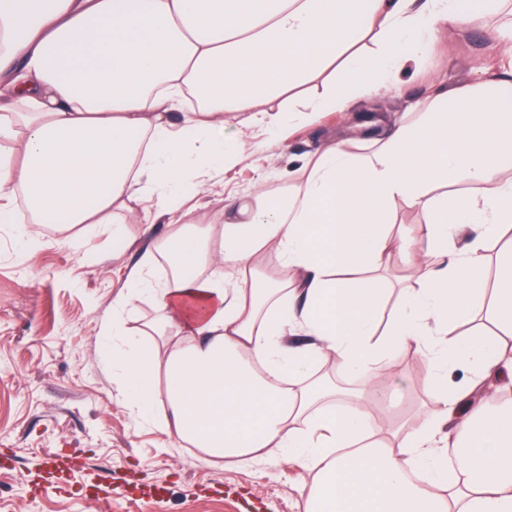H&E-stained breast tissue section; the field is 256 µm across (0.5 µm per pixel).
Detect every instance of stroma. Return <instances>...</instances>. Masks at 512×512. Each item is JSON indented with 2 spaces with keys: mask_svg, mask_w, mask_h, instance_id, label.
<instances>
[{
  "mask_svg": "<svg viewBox=\"0 0 512 512\" xmlns=\"http://www.w3.org/2000/svg\"><path fill=\"white\" fill-rule=\"evenodd\" d=\"M487 32L451 28L400 77L398 91L359 102L355 113L401 117L434 83L457 89L499 66ZM226 134L248 132L247 174L279 185L289 161L328 137H352L347 118L324 114L281 143L225 117ZM33 250L19 251L0 228V512H304L302 474L275 450L247 463H214L132 412L101 354L98 321L112 313L128 269L163 238L166 224H132L127 242L108 226H39ZM382 386L401 396L404 418L418 421L430 398L417 357L389 360ZM112 475L113 490L85 499Z\"/></svg>",
  "mask_w": 512,
  "mask_h": 512,
  "instance_id": "obj_1",
  "label": "stroma"
}]
</instances>
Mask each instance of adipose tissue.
<instances>
[{"label": "adipose tissue", "mask_w": 512, "mask_h": 512, "mask_svg": "<svg viewBox=\"0 0 512 512\" xmlns=\"http://www.w3.org/2000/svg\"><path fill=\"white\" fill-rule=\"evenodd\" d=\"M501 10L502 0H0V224H108L116 239L130 224L169 226L99 324L132 411L162 402L161 431L212 459L288 453L307 475L305 512H512V71L437 87L394 129L371 120L361 150L325 143L300 179L244 176L219 223L187 220L188 200L251 147L225 136L226 113L287 139L295 124L395 89L441 30ZM462 181L473 191H456ZM403 204L420 206L423 223L395 230ZM172 250V273L153 281ZM265 252L281 274L255 275ZM395 254L422 277L391 302L372 272ZM146 297L160 315L126 328ZM482 311L494 333L464 330ZM412 347L431 404L418 426L375 437L386 393L374 382ZM330 359L368 391L332 400L317 372ZM459 368L469 377L454 380Z\"/></svg>", "instance_id": "ef3b65f1"}]
</instances>
